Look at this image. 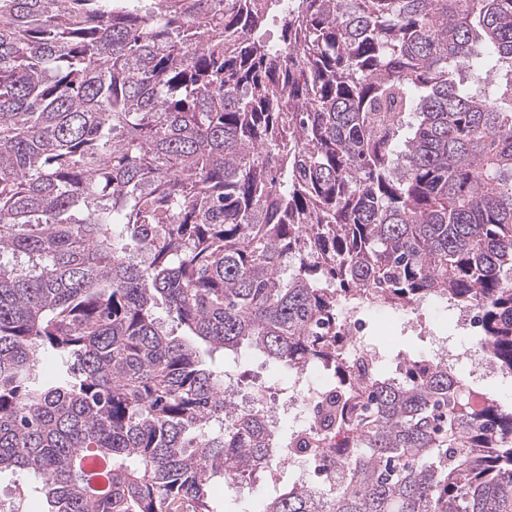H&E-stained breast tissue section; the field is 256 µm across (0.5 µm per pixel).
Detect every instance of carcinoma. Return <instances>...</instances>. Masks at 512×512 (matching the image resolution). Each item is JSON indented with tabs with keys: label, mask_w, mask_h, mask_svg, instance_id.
Returning <instances> with one entry per match:
<instances>
[{
	"label": "carcinoma",
	"mask_w": 512,
	"mask_h": 512,
	"mask_svg": "<svg viewBox=\"0 0 512 512\" xmlns=\"http://www.w3.org/2000/svg\"><path fill=\"white\" fill-rule=\"evenodd\" d=\"M426 298L512 375V0H0V473L46 512H227L236 479L512 512V405L353 369L348 311ZM243 346L327 367L329 428L235 411L206 358Z\"/></svg>",
	"instance_id": "cac0c4a2"
}]
</instances>
